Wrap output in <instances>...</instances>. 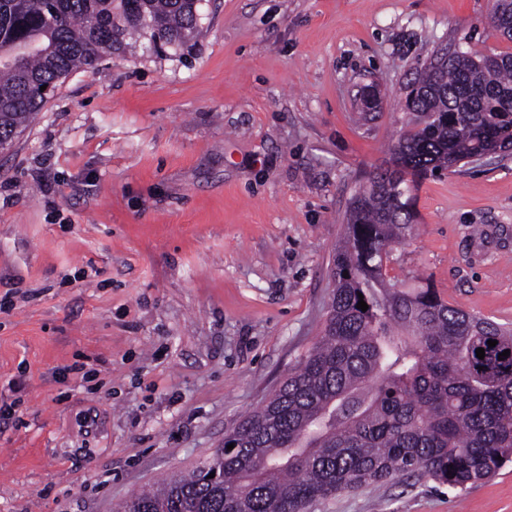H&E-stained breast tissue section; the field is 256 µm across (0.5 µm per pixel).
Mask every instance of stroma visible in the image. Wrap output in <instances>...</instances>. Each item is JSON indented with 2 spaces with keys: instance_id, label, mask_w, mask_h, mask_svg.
<instances>
[{
  "instance_id": "stroma-1",
  "label": "stroma",
  "mask_w": 512,
  "mask_h": 512,
  "mask_svg": "<svg viewBox=\"0 0 512 512\" xmlns=\"http://www.w3.org/2000/svg\"><path fill=\"white\" fill-rule=\"evenodd\" d=\"M491 8L203 0L183 48L57 86L0 153V512H112L223 447L322 336L350 200L417 68L512 53ZM416 209L388 276L512 324V155L424 180ZM310 512H512V464Z\"/></svg>"
}]
</instances>
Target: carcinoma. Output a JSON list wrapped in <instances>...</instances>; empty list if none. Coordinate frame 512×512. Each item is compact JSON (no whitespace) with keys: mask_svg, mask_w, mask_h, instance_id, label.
<instances>
[{"mask_svg":"<svg viewBox=\"0 0 512 512\" xmlns=\"http://www.w3.org/2000/svg\"><path fill=\"white\" fill-rule=\"evenodd\" d=\"M197 11L195 0H0V136L40 111L41 86L105 52L186 44ZM487 25L512 40V0H494ZM509 103L512 54L456 51L417 71L389 161L352 196L317 346L234 428L216 480L202 460L116 512H308L404 475L464 488L512 462V328L386 273L415 234L423 180L512 150Z\"/></svg>","mask_w":512,"mask_h":512,"instance_id":"carcinoma-1","label":"carcinoma"}]
</instances>
